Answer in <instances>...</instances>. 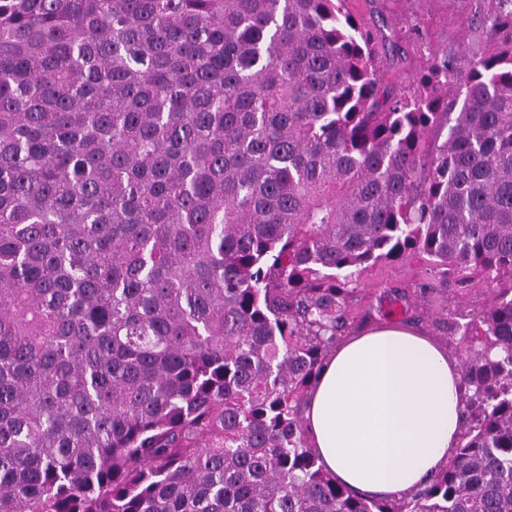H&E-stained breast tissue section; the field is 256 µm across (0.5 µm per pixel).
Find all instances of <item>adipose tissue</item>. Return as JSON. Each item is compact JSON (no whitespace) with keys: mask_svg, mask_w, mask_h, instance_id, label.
<instances>
[{"mask_svg":"<svg viewBox=\"0 0 512 512\" xmlns=\"http://www.w3.org/2000/svg\"><path fill=\"white\" fill-rule=\"evenodd\" d=\"M459 363L426 333L380 324L329 354L303 409L311 448L367 498L414 494L452 458L462 433Z\"/></svg>","mask_w":512,"mask_h":512,"instance_id":"1","label":"adipose tissue"}]
</instances>
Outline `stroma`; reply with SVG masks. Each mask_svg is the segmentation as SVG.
I'll return each mask as SVG.
<instances>
[{
    "mask_svg": "<svg viewBox=\"0 0 512 512\" xmlns=\"http://www.w3.org/2000/svg\"><path fill=\"white\" fill-rule=\"evenodd\" d=\"M475 0H348V10L367 25L386 22L389 29L407 30L420 24L430 44L438 50L472 49L480 34L468 28ZM507 280L475 277L464 293L453 289L442 269L425 255L407 253L368 267L361 275L350 305V321L359 329L378 322L415 323L448 349L458 360L470 350L454 333L465 324L470 310L489 305Z\"/></svg>",
    "mask_w": 512,
    "mask_h": 512,
    "instance_id": "35a3bbf8",
    "label": "stroma"
}]
</instances>
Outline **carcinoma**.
I'll list each match as a JSON object with an SVG mask.
<instances>
[{
    "instance_id": "1",
    "label": "carcinoma",
    "mask_w": 512,
    "mask_h": 512,
    "mask_svg": "<svg viewBox=\"0 0 512 512\" xmlns=\"http://www.w3.org/2000/svg\"><path fill=\"white\" fill-rule=\"evenodd\" d=\"M478 2L448 54L346 0H0V512H512V285L429 485L353 493L303 421L369 265L512 279V0ZM405 53L397 60H384L386 80L400 91H409L421 65L420 51L414 44L404 45Z\"/></svg>"
}]
</instances>
